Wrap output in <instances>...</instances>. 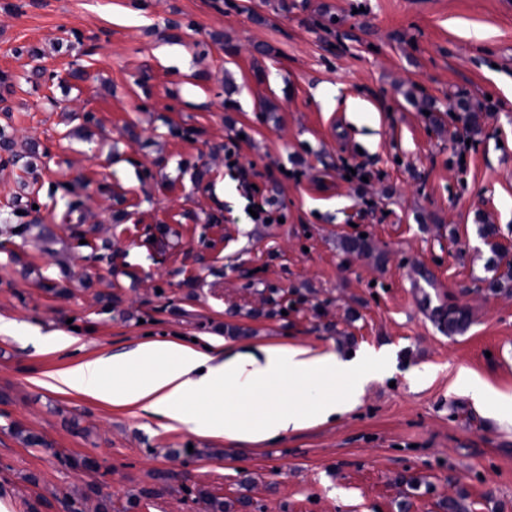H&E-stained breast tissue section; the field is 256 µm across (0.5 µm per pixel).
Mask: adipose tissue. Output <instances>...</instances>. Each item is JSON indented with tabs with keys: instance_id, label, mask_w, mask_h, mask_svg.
Listing matches in <instances>:
<instances>
[{
	"instance_id": "obj_1",
	"label": "adipose tissue",
	"mask_w": 512,
	"mask_h": 512,
	"mask_svg": "<svg viewBox=\"0 0 512 512\" xmlns=\"http://www.w3.org/2000/svg\"><path fill=\"white\" fill-rule=\"evenodd\" d=\"M387 361L384 350L344 356L272 341L212 340L202 346L148 340L59 371L55 381L57 389L137 407L170 427L188 425L202 436L264 445L352 412L365 384L386 370ZM338 380L344 386L336 392L331 385ZM458 382L489 416L512 424V395L466 371Z\"/></svg>"
}]
</instances>
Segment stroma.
I'll list each match as a JSON object with an SVG mask.
<instances>
[{
	"label": "stroma",
	"instance_id": "1",
	"mask_svg": "<svg viewBox=\"0 0 512 512\" xmlns=\"http://www.w3.org/2000/svg\"><path fill=\"white\" fill-rule=\"evenodd\" d=\"M2 73L9 512H95L92 484L125 512L170 470L135 512H205L196 489L227 512H512V424L456 384L466 369L512 395V283L488 291L480 236L496 225L512 251V0H0ZM232 144L253 193L224 166ZM355 164L368 181L346 178ZM362 233L371 254L347 253ZM448 302L470 310L464 333L434 322ZM179 337L384 348L390 364L353 412L246 450L50 386Z\"/></svg>",
	"mask_w": 512,
	"mask_h": 512
}]
</instances>
